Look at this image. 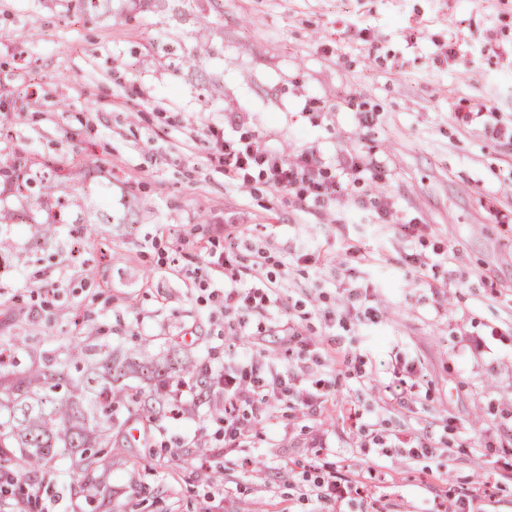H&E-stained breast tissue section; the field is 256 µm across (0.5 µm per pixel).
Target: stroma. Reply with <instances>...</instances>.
Masks as SVG:
<instances>
[{
	"mask_svg": "<svg viewBox=\"0 0 512 512\" xmlns=\"http://www.w3.org/2000/svg\"><path fill=\"white\" fill-rule=\"evenodd\" d=\"M196 26L191 14L103 22L53 0H0V168L18 154L48 166L81 206L83 175L97 171L115 217L0 235V351L17 373L74 341L233 361L242 342L224 333L223 285L191 280L204 273L195 242L220 252L235 229L238 260H262L283 286L277 316L313 349L297 361L269 343L266 359L327 402H270L228 449L222 403L185 394L179 413L150 420V438L108 449L109 506L73 495L60 456L45 512H338L318 495L317 467L360 474L352 512H422L456 486L478 492V512H512V481L485 480L490 441L512 434V357L479 345L497 327L512 347V140L498 133L512 122V0H221L208 53ZM166 40L195 72L153 50ZM216 131L261 136L291 160L314 150L328 172L347 171L348 190L326 203L225 180ZM377 197L390 223L375 218ZM437 250L444 258L413 278L405 254ZM56 279L53 294L36 287ZM357 287L380 323L327 322ZM398 360L412 367L404 407L386 401ZM352 408L382 435L432 436L452 453L365 447Z\"/></svg>",
	"mask_w": 512,
	"mask_h": 512,
	"instance_id": "1",
	"label": "stroma"
}]
</instances>
